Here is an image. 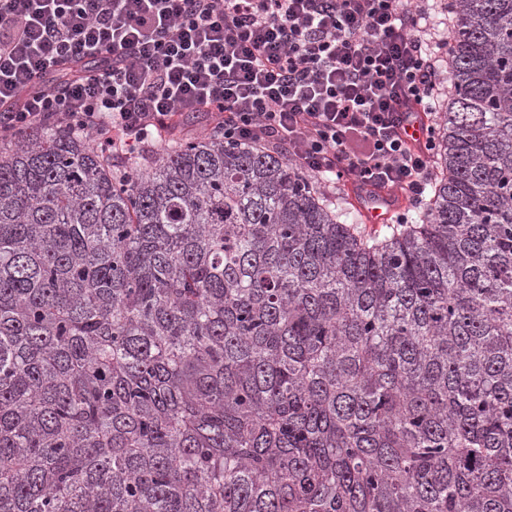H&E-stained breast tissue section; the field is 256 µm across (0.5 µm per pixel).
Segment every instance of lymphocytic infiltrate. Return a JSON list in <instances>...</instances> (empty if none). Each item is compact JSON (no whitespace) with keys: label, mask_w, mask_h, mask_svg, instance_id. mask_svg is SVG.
<instances>
[{"label":"lymphocytic infiltrate","mask_w":512,"mask_h":512,"mask_svg":"<svg viewBox=\"0 0 512 512\" xmlns=\"http://www.w3.org/2000/svg\"><path fill=\"white\" fill-rule=\"evenodd\" d=\"M425 17L422 0H0V138L61 123L129 154L199 112L226 145L417 206L440 84Z\"/></svg>","instance_id":"obj_1"}]
</instances>
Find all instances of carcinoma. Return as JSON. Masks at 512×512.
Segmentation results:
<instances>
[{
  "instance_id": "carcinoma-1",
  "label": "carcinoma",
  "mask_w": 512,
  "mask_h": 512,
  "mask_svg": "<svg viewBox=\"0 0 512 512\" xmlns=\"http://www.w3.org/2000/svg\"><path fill=\"white\" fill-rule=\"evenodd\" d=\"M421 210L260 145L0 139V512H512V0H448ZM368 207L364 210L366 224H361L362 228L366 231L380 233V235L386 232L385 225H397L392 224H378L387 222L391 215L392 199L387 201H367ZM368 223V224H367Z\"/></svg>"
}]
</instances>
